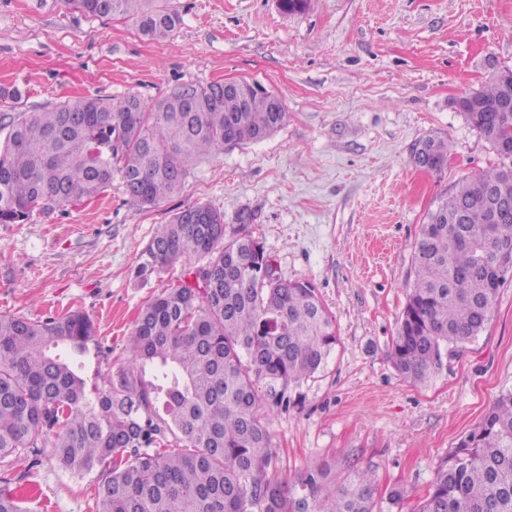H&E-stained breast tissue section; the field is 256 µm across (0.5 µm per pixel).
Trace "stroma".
Returning <instances> with one entry per match:
<instances>
[{
  "label": "stroma",
  "mask_w": 512,
  "mask_h": 512,
  "mask_svg": "<svg viewBox=\"0 0 512 512\" xmlns=\"http://www.w3.org/2000/svg\"><path fill=\"white\" fill-rule=\"evenodd\" d=\"M172 3L182 22L155 43L60 0H0V88L21 93L0 97V115L245 79L282 99L286 125L216 151L161 207L132 204L116 179L96 198L0 224V315L88 316L104 354L86 360L83 376L101 389L130 356L141 308L185 272L179 262L135 279L156 226L195 203L220 208L229 224L248 210V233L282 277L316 289L339 333L300 404L270 418L277 477L352 461L374 469L377 495L403 485L402 512H412L436 464L512 389V276L484 330L430 384L405 380L387 356L428 210L498 162L457 103L482 90L490 64L512 68V0H308L288 15L278 0ZM430 133L451 145L439 172L409 162ZM21 487L32 512L96 510L91 480L48 453Z\"/></svg>",
  "instance_id": "obj_1"
}]
</instances>
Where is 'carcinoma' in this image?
Masks as SVG:
<instances>
[{
  "label": "carcinoma",
  "mask_w": 512,
  "mask_h": 512,
  "mask_svg": "<svg viewBox=\"0 0 512 512\" xmlns=\"http://www.w3.org/2000/svg\"><path fill=\"white\" fill-rule=\"evenodd\" d=\"M90 17L123 20L142 36L169 38L181 15L165 0H65ZM512 69L490 75L458 107L499 162L443 196L414 247V283L392 338L394 368L429 383L490 321L512 270ZM282 100L242 80L182 84L137 96L68 99L0 120V224L100 195L119 177L132 203L157 208L193 166L223 146L258 142L287 121ZM411 162L438 172L448 142L428 135ZM235 216L195 203L160 224L141 254L145 282L177 262L187 279L140 312L131 357L90 394L83 358L101 346L93 323L72 312L44 321L0 315V512H26L8 487L31 477L48 437L66 472L96 474L97 512H393L396 487L379 504L375 473L310 464L292 485L275 475L269 415L296 402L338 337L315 288L288 281ZM263 398H258V393ZM415 512H512V390L437 465Z\"/></svg>",
  "instance_id": "1"
}]
</instances>
